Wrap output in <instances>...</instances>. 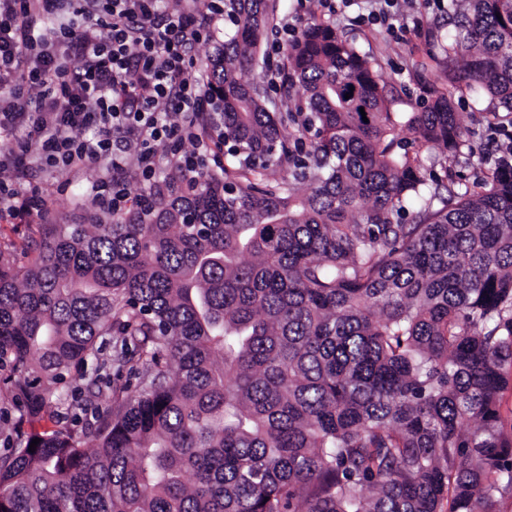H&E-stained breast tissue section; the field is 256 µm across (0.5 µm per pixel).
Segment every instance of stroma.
<instances>
[{
	"label": "stroma",
	"mask_w": 512,
	"mask_h": 512,
	"mask_svg": "<svg viewBox=\"0 0 512 512\" xmlns=\"http://www.w3.org/2000/svg\"><path fill=\"white\" fill-rule=\"evenodd\" d=\"M395 10L406 13L410 25L391 30L382 20L373 18V11L384 8V0H276L274 27L291 24L301 28L309 20H317L347 36L363 52L379 64L386 83L394 89V111L417 112L427 99L430 86L439 84L440 74L432 60L436 49L431 32L448 33L452 24L448 16V0H393ZM366 14L368 22L357 24L353 18ZM273 34H266L258 52L257 64L245 72V80L260 83L278 111L290 109L288 90L282 83H271L274 67L283 63L282 54L272 49ZM466 132L460 153L446 154L439 149L423 146L418 156L431 173L434 182L447 185L451 191H476L492 171L483 164V157L498 154L504 141L497 131V122L504 109L489 94H475L462 87L450 90ZM102 175L94 168L79 174L42 171L40 179L49 192L47 211L42 220L20 221L0 215V250L21 254L24 247L37 237L41 224H85L93 210L87 201V190Z\"/></svg>",
	"instance_id": "obj_1"
}]
</instances>
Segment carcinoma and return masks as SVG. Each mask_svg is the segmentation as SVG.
<instances>
[{
  "label": "carcinoma",
  "mask_w": 512,
  "mask_h": 512,
  "mask_svg": "<svg viewBox=\"0 0 512 512\" xmlns=\"http://www.w3.org/2000/svg\"><path fill=\"white\" fill-rule=\"evenodd\" d=\"M451 3L436 63L512 125V0ZM273 11L224 0L202 65L222 175L43 224L22 264L0 252V512H501L512 493V167L430 187L400 132L457 152L448 94L392 111L317 22L283 46L304 96L268 111L243 72ZM92 386L115 409L85 448Z\"/></svg>",
  "instance_id": "obj_1"
}]
</instances>
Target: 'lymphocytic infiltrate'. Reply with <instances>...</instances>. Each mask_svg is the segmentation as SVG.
<instances>
[{
  "label": "lymphocytic infiltrate",
  "mask_w": 512,
  "mask_h": 512,
  "mask_svg": "<svg viewBox=\"0 0 512 512\" xmlns=\"http://www.w3.org/2000/svg\"><path fill=\"white\" fill-rule=\"evenodd\" d=\"M66 6L0 0V74L22 79L0 92V211L44 213L39 172L101 163L90 199L121 216L165 169L195 177L222 147L208 78L193 65L224 12L220 0L175 12L167 0H82L83 24L52 27Z\"/></svg>",
  "instance_id": "lymphocytic-infiltrate-1"
}]
</instances>
